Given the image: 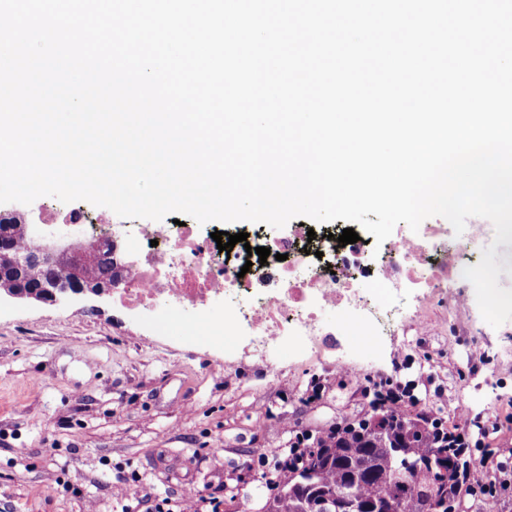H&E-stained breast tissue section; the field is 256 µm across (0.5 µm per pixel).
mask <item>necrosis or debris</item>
<instances>
[{
	"instance_id": "obj_1",
	"label": "necrosis or debris",
	"mask_w": 512,
	"mask_h": 512,
	"mask_svg": "<svg viewBox=\"0 0 512 512\" xmlns=\"http://www.w3.org/2000/svg\"><path fill=\"white\" fill-rule=\"evenodd\" d=\"M123 233L133 263L112 291L116 301L192 313L200 331L223 337L225 365L248 361L265 368L271 351L284 345L329 368H345V359L330 357V343L355 335L378 347L408 334L420 326L421 315L403 298L421 289L447 294L452 328L465 333L469 297L448 286L463 276L461 254L489 244L483 225H470L457 238L433 224L387 239L383 256L374 260L364 241L344 246L323 231L308 237L298 225L285 237L236 244L223 258L196 224H127ZM250 246L270 249L265 264H248ZM218 302L224 306L219 325L209 318Z\"/></svg>"
}]
</instances>
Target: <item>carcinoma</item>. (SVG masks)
I'll return each instance as SVG.
<instances>
[{
  "mask_svg": "<svg viewBox=\"0 0 512 512\" xmlns=\"http://www.w3.org/2000/svg\"><path fill=\"white\" fill-rule=\"evenodd\" d=\"M8 233L13 250L23 253L30 249V232L18 227L10 218H0V232ZM80 276L87 282L107 281L115 276L114 263L106 247L96 248L90 258L79 268ZM50 276L67 279L70 266L62 264L56 269L29 266L20 272L0 270V293L11 291L21 284H38ZM405 449L413 461V470L402 477L394 476L393 465L388 455L381 450L383 444ZM322 454L307 458L292 469L284 484L283 492L267 500L266 512H305V500L317 494L334 496L346 489L371 501L386 491L396 497H409L416 509L449 490L457 494L459 483L465 478L467 461L463 459L464 447L459 437L448 431L442 420H420L401 409L382 410L380 429L373 431L358 422H344L336 426L329 435L317 441ZM448 450V483L437 486L432 479V470L440 461L442 450ZM309 480L302 482L304 474Z\"/></svg>",
  "mask_w": 512,
  "mask_h": 512,
  "instance_id": "carcinoma-1",
  "label": "carcinoma"
}]
</instances>
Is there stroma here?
Instances as JSON below:
<instances>
[{"instance_id": "35a3bbf8", "label": "stroma", "mask_w": 512, "mask_h": 512, "mask_svg": "<svg viewBox=\"0 0 512 512\" xmlns=\"http://www.w3.org/2000/svg\"><path fill=\"white\" fill-rule=\"evenodd\" d=\"M441 299L423 312L425 336L407 352L340 348L367 386L305 365L288 349L278 378L224 367L223 345L186 344L188 317L141 311L111 297L69 305L0 303V512H152L190 496L222 512H260L277 491L278 457L301 437L379 413L375 394L403 388L405 408L464 433L470 470L490 490L460 492V512H512V320L490 326L470 305L473 331L451 335ZM262 448L271 456L259 457ZM82 486L71 497L63 482Z\"/></svg>"}]
</instances>
